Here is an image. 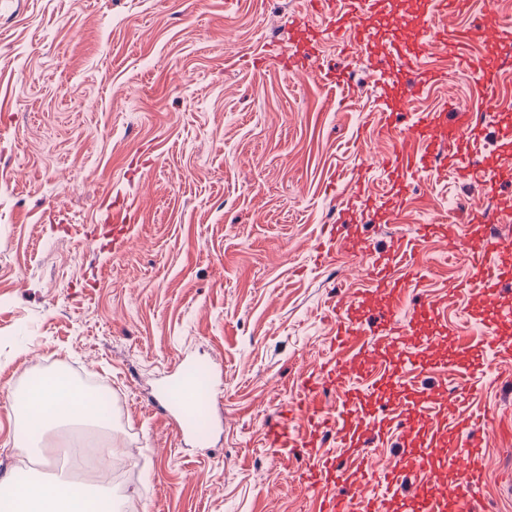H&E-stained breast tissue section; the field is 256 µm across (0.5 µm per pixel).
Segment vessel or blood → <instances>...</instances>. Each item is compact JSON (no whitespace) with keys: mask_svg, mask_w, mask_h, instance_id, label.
<instances>
[{"mask_svg":"<svg viewBox=\"0 0 512 512\" xmlns=\"http://www.w3.org/2000/svg\"><path fill=\"white\" fill-rule=\"evenodd\" d=\"M468 0H416L412 13L402 12L396 0H308L306 13L293 20V42L298 50L280 54L277 60L289 72L304 73L312 69L322 52V44L332 40L346 43L356 57L367 52L376 33L374 23L383 19L395 33L387 51L370 59V67L381 85L392 86L398 96L396 105L386 107L376 126L377 136L394 142L392 151L372 156V167L381 169L387 179V193L395 203H403L407 187L419 174L431 177L453 175L458 179L480 181L488 205L476 211L473 220L485 230L474 238L461 239L455 225L420 224L413 232L396 241L389 251L371 255L368 277L373 294L384 297V304L374 306L372 314L378 334L395 336L398 344L409 348L410 361L423 363L427 353L443 343L439 329L441 312L424 302L415 304L407 319H400L399 309L405 300L407 281L415 277L412 255L424 239L438 237L447 244L448 254L461 252L470 257L471 275L448 290L449 299L469 294L473 306L471 318H478L498 301L497 284L500 269L491 266L493 254L504 246L502 234L487 232L490 224L503 221L512 206L502 202L499 190L512 183V161L488 165L480 155L475 133L481 114L463 112L456 104H448L437 112L415 113L406 127H399L400 108L410 103L423 87L432 81L447 79V72L424 70L425 56L449 54L460 71L486 73L485 62L468 54L463 33L447 29L446 21L460 14ZM325 19L323 27L309 24L310 16ZM353 205L363 217H380L381 212L365 177L351 181ZM358 238L343 234L338 225L321 227L315 248L316 262L323 263L335 250L356 253ZM332 311L336 317V335L331 344L332 357L318 370L303 374L300 391L282 409L265 433L266 447L275 450L301 447L305 467L299 473L302 482L315 493L319 512H444L446 499H454L460 512H471L475 490L481 482L477 433L487 424L484 411H467L447 417L443 406L452 401L464 404L477 391L479 379L470 373L469 362L462 369L469 376L460 388L440 386L424 393L402 387L398 365L387 374L371 378L374 355L380 345L365 328L362 302L337 295ZM420 324L430 325L428 336L416 334ZM348 390L346 401L327 410L325 396L334 388ZM190 380H183L167 392L169 411L179 414L186 434H193V420L205 415V401L187 402ZM421 416V423L404 420V412ZM301 419L305 432L295 437L291 431L294 419ZM399 433L397 462L384 470H374L369 461V445L388 429ZM335 436L336 452L324 448L327 436ZM460 437L466 450L460 459L450 458L447 439ZM465 473L463 482L448 488L441 482L449 469Z\"/></svg>","mask_w":512,"mask_h":512,"instance_id":"obj_1","label":"vessel or blood"}]
</instances>
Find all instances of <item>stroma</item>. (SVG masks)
<instances>
[{
	"instance_id": "stroma-1",
	"label": "stroma",
	"mask_w": 512,
	"mask_h": 512,
	"mask_svg": "<svg viewBox=\"0 0 512 512\" xmlns=\"http://www.w3.org/2000/svg\"><path fill=\"white\" fill-rule=\"evenodd\" d=\"M304 0H0V477L44 472L16 449L11 392L29 373L68 361L112 385V433L85 429L82 466L136 512H313L299 462L264 445L299 377L329 357L337 292L365 287V261L315 260L320 228L347 215V182L366 153L358 131L388 96L362 61L350 88L326 92L318 70L294 76L253 55L286 46ZM487 102L479 76L437 83L408 106L482 110L488 159L507 155L499 116L512 113V71ZM388 221L349 230L386 250L416 224L478 234L479 182L421 178L394 206L372 170ZM135 213L114 246L113 207ZM414 261L420 298L435 301L467 275L439 238ZM449 328L487 363L469 409L505 414L480 453V512H512L499 488L512 466V385L482 347L466 302ZM212 370L213 423L181 436L158 414L160 385L179 358ZM111 441L113 456L97 448Z\"/></svg>"
}]
</instances>
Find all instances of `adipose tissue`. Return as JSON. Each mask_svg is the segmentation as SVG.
Instances as JSON below:
<instances>
[{
    "instance_id": "ef3b65f1",
    "label": "adipose tissue",
    "mask_w": 512,
    "mask_h": 512,
    "mask_svg": "<svg viewBox=\"0 0 512 512\" xmlns=\"http://www.w3.org/2000/svg\"><path fill=\"white\" fill-rule=\"evenodd\" d=\"M13 403L20 412L15 422V445L27 451L39 447L44 434L62 425L89 421L106 428L94 394L72 388L62 377H38ZM8 512H116L111 492L84 481L34 478L15 487Z\"/></svg>"
}]
</instances>
